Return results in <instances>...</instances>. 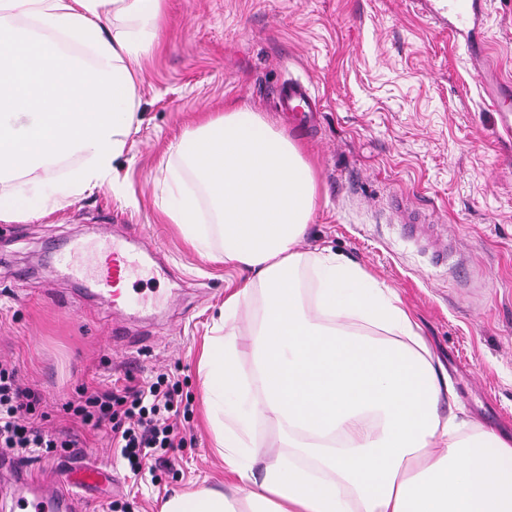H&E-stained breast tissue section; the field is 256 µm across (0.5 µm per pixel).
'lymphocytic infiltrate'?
Here are the masks:
<instances>
[{
    "mask_svg": "<svg viewBox=\"0 0 512 512\" xmlns=\"http://www.w3.org/2000/svg\"><path fill=\"white\" fill-rule=\"evenodd\" d=\"M37 394L18 380L15 368L0 366V451L17 456L36 448H69L73 442L46 432L34 420ZM182 400L177 384L165 377L124 394L114 389L83 394L68 409L93 430L109 427L110 438L132 473H140L157 451H175L184 444L176 423Z\"/></svg>",
    "mask_w": 512,
    "mask_h": 512,
    "instance_id": "1",
    "label": "lymphocytic infiltrate"
}]
</instances>
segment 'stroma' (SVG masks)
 I'll list each match as a JSON object with an SVG mask.
<instances>
[{"instance_id":"stroma-1","label":"stroma","mask_w":512,"mask_h":512,"mask_svg":"<svg viewBox=\"0 0 512 512\" xmlns=\"http://www.w3.org/2000/svg\"><path fill=\"white\" fill-rule=\"evenodd\" d=\"M162 49L137 92L142 118L120 161L127 194L97 188L39 221H0V363L41 396L47 431L75 448L30 455L63 482L73 463L112 481L79 512H159L172 492L203 485L231 494L201 403L198 357L241 273L188 247L157 204L168 146L196 113L233 103L266 116L299 144L318 186L303 252L329 250L394 289L458 394L452 411L512 431V137L491 107L470 53L489 52L512 86V0H489L486 38L463 42L433 27L410 0H168ZM309 80L321 100L315 129L294 128L273 88ZM406 196L452 241L447 263L405 237L394 197ZM126 240L145 271L137 317L85 300L55 249L98 229ZM125 325L134 347L111 342ZM167 374L188 397L185 437L169 465L132 474L110 438L84 427L67 402L111 383L137 388Z\"/></svg>"}]
</instances>
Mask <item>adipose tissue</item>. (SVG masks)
Here are the masks:
<instances>
[{
  "instance_id": "ef3b65f1",
  "label": "adipose tissue",
  "mask_w": 512,
  "mask_h": 512,
  "mask_svg": "<svg viewBox=\"0 0 512 512\" xmlns=\"http://www.w3.org/2000/svg\"><path fill=\"white\" fill-rule=\"evenodd\" d=\"M120 16L125 30L106 34ZM166 18L167 0H0V183L38 180L75 155L60 198L122 193L117 162ZM170 156L162 220L244 276L199 359L235 495L176 493L160 512H512V440L441 415L454 386L397 293L336 254L299 251L317 193L301 149L261 114L229 106L204 113ZM255 297L248 389L234 320ZM257 417L289 455L253 447Z\"/></svg>"
}]
</instances>
